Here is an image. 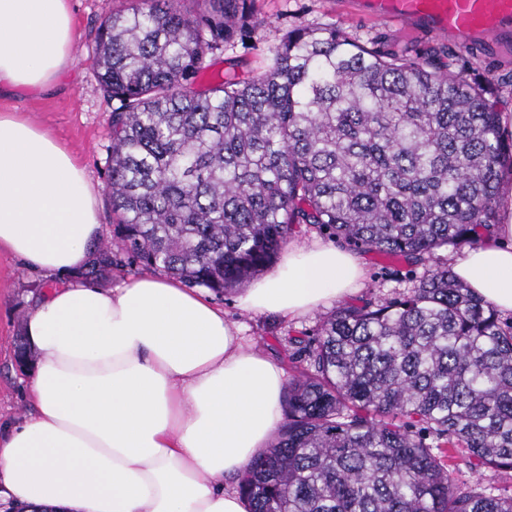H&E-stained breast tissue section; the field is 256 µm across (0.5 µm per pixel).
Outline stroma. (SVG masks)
<instances>
[{
  "label": "stroma",
  "mask_w": 512,
  "mask_h": 512,
  "mask_svg": "<svg viewBox=\"0 0 512 512\" xmlns=\"http://www.w3.org/2000/svg\"><path fill=\"white\" fill-rule=\"evenodd\" d=\"M125 0H71L76 40L67 70L52 89L43 93H21L0 98V109L23 114L54 135L85 167L98 190V211L103 226H111L112 212L106 194L107 157L112 146L110 117L113 101L99 89L91 64V43L95 29ZM260 22L245 43L228 45L218 54L206 74L215 79L228 68L244 76L267 69L285 29L292 25H333L358 39H377L393 48L411 52L445 50L470 61L481 79L491 81L512 115V43L495 47L477 40L461 44L453 35L438 36L414 20H381L365 10L360 0H257ZM365 269L363 286L342 300H330L297 317L241 309L237 291L221 295L206 292V299L222 309L235 323L243 342L274 358L285 378L296 370L291 357L300 341L314 338L324 317L339 302L358 304L366 299L391 298L411 288L424 272L423 266L358 250ZM41 274L24 268L8 252L0 251V421L22 418L29 410L26 370L15 362V340L24 328L33 301L49 288Z\"/></svg>",
  "instance_id": "1"
}]
</instances>
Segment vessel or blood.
I'll return each instance as SVG.
<instances>
[{
	"label": "vessel or blood",
	"instance_id": "b4317fda",
	"mask_svg": "<svg viewBox=\"0 0 512 512\" xmlns=\"http://www.w3.org/2000/svg\"><path fill=\"white\" fill-rule=\"evenodd\" d=\"M368 9L384 19L423 20L437 33L512 37V0H368Z\"/></svg>",
	"mask_w": 512,
	"mask_h": 512
}]
</instances>
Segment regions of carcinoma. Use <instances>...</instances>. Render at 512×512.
<instances>
[{"label": "carcinoma", "mask_w": 512, "mask_h": 512, "mask_svg": "<svg viewBox=\"0 0 512 512\" xmlns=\"http://www.w3.org/2000/svg\"><path fill=\"white\" fill-rule=\"evenodd\" d=\"M133 0L97 28L112 110V238L77 279L129 265L221 294L270 266L297 225L425 263L497 223L512 136L472 67L288 29L248 78L187 85L257 23L250 0ZM284 421L242 475L249 512H512L449 468L512 472V318L446 262L394 299L344 303L298 350Z\"/></svg>", "instance_id": "cac0c4a2"}]
</instances>
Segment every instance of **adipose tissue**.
I'll return each instance as SVG.
<instances>
[{
  "mask_svg": "<svg viewBox=\"0 0 512 512\" xmlns=\"http://www.w3.org/2000/svg\"><path fill=\"white\" fill-rule=\"evenodd\" d=\"M73 46L70 0H0V92L46 89ZM103 232L85 168L49 132L1 112L0 250L53 285L24 326L37 354L34 412L0 425V496L26 512H248L224 482L280 426L282 369L174 280L58 284L91 259ZM452 268L512 313V214ZM364 278L345 249L292 245L239 303L296 317Z\"/></svg>",
  "mask_w": 512,
  "mask_h": 512,
  "instance_id": "1",
  "label": "adipose tissue"
}]
</instances>
